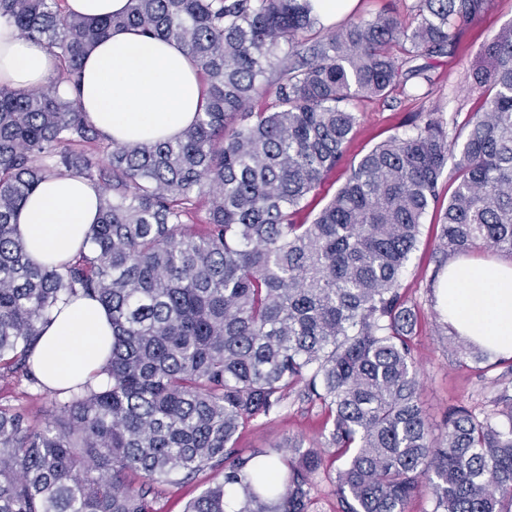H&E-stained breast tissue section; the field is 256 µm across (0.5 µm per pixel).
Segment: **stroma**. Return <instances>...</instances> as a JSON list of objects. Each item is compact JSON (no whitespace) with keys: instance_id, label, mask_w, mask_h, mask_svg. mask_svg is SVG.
Listing matches in <instances>:
<instances>
[{"instance_id":"obj_1","label":"stroma","mask_w":512,"mask_h":512,"mask_svg":"<svg viewBox=\"0 0 512 512\" xmlns=\"http://www.w3.org/2000/svg\"><path fill=\"white\" fill-rule=\"evenodd\" d=\"M418 0H354L351 8L336 17V26L365 18L370 19L385 9L397 11L406 22L414 20V6ZM512 23V0H492L488 14L462 29L451 54L432 59L429 74L432 84L428 93L404 95L393 93L387 99L368 98L355 101L353 110L358 124L349 141L345 157L335 173L310 196L300 214L301 221H311L325 202L345 182L353 162L359 161L374 145L388 136L411 129L417 114L440 111L447 120L449 138L465 136L461 124L455 123V113L477 109L483 99L481 89L473 85L470 74L482 62L481 51L492 36L505 24ZM454 189L449 178H442L439 201L430 207L417 247L400 278L403 292L418 312L415 361L423 383L421 401L423 410L434 430H442L451 409L465 406L491 409L497 393L495 378L501 367H485L476 371L471 365L460 363L450 348L444 328L445 317L439 316V283L434 282L435 268L441 258L437 250L443 209ZM0 405L22 407L38 419H47L50 405L39 396L36 388L27 383L0 380ZM323 428L319 408L289 398L283 412L276 418L261 420L241 432L239 445L243 448H266L273 444H287L289 438L316 440Z\"/></svg>"}]
</instances>
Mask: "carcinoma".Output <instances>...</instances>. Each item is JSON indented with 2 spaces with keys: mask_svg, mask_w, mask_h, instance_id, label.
Here are the masks:
<instances>
[{
  "mask_svg": "<svg viewBox=\"0 0 512 512\" xmlns=\"http://www.w3.org/2000/svg\"><path fill=\"white\" fill-rule=\"evenodd\" d=\"M65 2L0 0V22L56 60L47 88L0 86V379L42 386L34 349L74 297L107 308L112 348L106 380L54 390L46 422L0 407V512H164L161 487L206 470L219 478L184 512H312L313 478L336 462V512H406L423 490L431 512H512V360L491 412L458 407L434 436L400 291L450 158L438 251L512 256V24L471 74L484 102L463 141L430 114L296 221L343 161L351 104L431 84L426 60L492 0H418L413 27L385 10L323 36L311 0H129L95 22ZM119 27L177 42L201 70L181 138L110 139L73 95L85 54ZM69 175L100 190L98 221L71 260L37 262L15 217ZM292 395L321 409V442L238 447Z\"/></svg>",
  "mask_w": 512,
  "mask_h": 512,
  "instance_id": "obj_1",
  "label": "carcinoma"
}]
</instances>
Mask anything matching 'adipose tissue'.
I'll list each match as a JSON object with an SVG mask.
<instances>
[{
    "label": "adipose tissue",
    "mask_w": 512,
    "mask_h": 512,
    "mask_svg": "<svg viewBox=\"0 0 512 512\" xmlns=\"http://www.w3.org/2000/svg\"><path fill=\"white\" fill-rule=\"evenodd\" d=\"M55 69L45 44L19 38L0 22V84L44 86ZM79 104L97 128L122 142L174 139L203 104L199 69L173 41L113 29L81 65ZM98 192L86 179L42 181L17 216L19 234L36 261H65L96 221ZM439 302L455 331L495 353L512 356V262L458 258L448 264ZM112 343L107 309L78 297L68 303L34 351L40 379L51 388L97 384Z\"/></svg>",
    "instance_id": "adipose-tissue-1"
}]
</instances>
